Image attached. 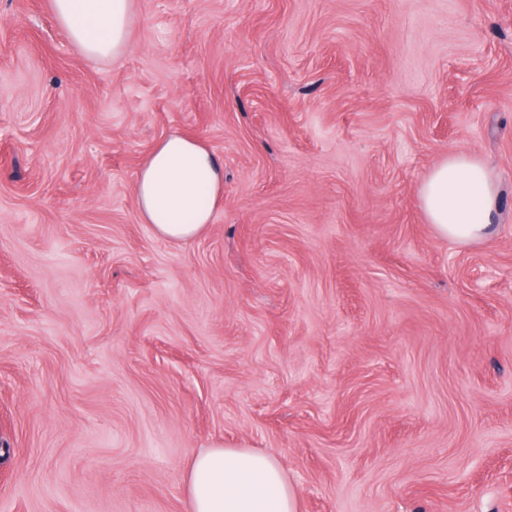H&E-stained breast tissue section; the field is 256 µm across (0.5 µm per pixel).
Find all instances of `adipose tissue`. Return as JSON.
<instances>
[{"label": "adipose tissue", "mask_w": 512, "mask_h": 512, "mask_svg": "<svg viewBox=\"0 0 512 512\" xmlns=\"http://www.w3.org/2000/svg\"><path fill=\"white\" fill-rule=\"evenodd\" d=\"M66 35L90 58H115L130 46L132 0H53ZM224 189V166L201 141L172 133L144 161L135 198L144 223L171 242L211 224ZM419 198L437 234L461 245L486 240L502 188L479 157L452 152L427 175ZM187 512H298L297 497L272 454L216 445L195 456L186 479Z\"/></svg>", "instance_id": "1"}]
</instances>
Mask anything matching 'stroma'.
<instances>
[{"label":"stroma","instance_id":"35a3bbf8","mask_svg":"<svg viewBox=\"0 0 512 512\" xmlns=\"http://www.w3.org/2000/svg\"><path fill=\"white\" fill-rule=\"evenodd\" d=\"M131 41L0 0V512H186L217 443L298 512H512V0H133ZM175 131L224 166L186 242L134 196ZM461 150L468 246L419 199ZM419 198L439 236L468 245L490 236L500 214L502 188L482 159L452 152L427 175Z\"/></svg>","mask_w":512,"mask_h":512}]
</instances>
